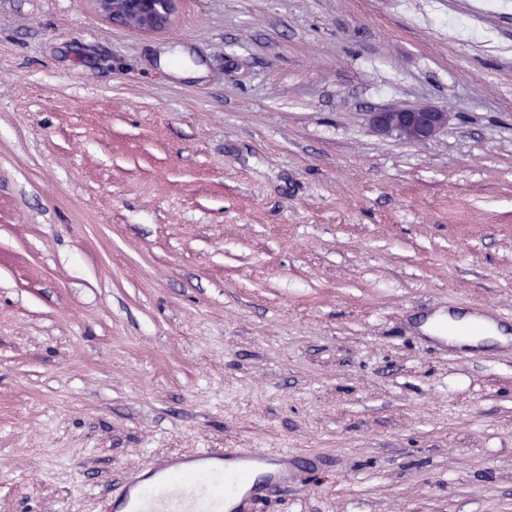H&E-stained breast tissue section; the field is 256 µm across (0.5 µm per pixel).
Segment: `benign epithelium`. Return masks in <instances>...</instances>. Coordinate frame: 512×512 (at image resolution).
Returning <instances> with one entry per match:
<instances>
[{
    "label": "benign epithelium",
    "instance_id": "benign-epithelium-1",
    "mask_svg": "<svg viewBox=\"0 0 512 512\" xmlns=\"http://www.w3.org/2000/svg\"><path fill=\"white\" fill-rule=\"evenodd\" d=\"M99 11L115 22L152 32L164 28L178 0H95ZM450 113L435 106L388 107L366 113L370 127L380 135L408 143L436 137L448 127Z\"/></svg>",
    "mask_w": 512,
    "mask_h": 512
}]
</instances>
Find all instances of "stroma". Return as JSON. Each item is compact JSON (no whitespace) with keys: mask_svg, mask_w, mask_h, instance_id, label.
Returning <instances> with one entry per match:
<instances>
[{"mask_svg":"<svg viewBox=\"0 0 512 512\" xmlns=\"http://www.w3.org/2000/svg\"><path fill=\"white\" fill-rule=\"evenodd\" d=\"M0 0V512L201 448L253 512H512V0ZM171 53L179 77L159 62ZM447 109L437 138L368 111ZM99 11L112 21L152 32L164 28L178 0H94Z\"/></svg>","mask_w":512,"mask_h":512,"instance_id":"stroma-1","label":"stroma"}]
</instances>
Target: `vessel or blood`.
Returning <instances> with one entry per match:
<instances>
[{"mask_svg": "<svg viewBox=\"0 0 512 512\" xmlns=\"http://www.w3.org/2000/svg\"><path fill=\"white\" fill-rule=\"evenodd\" d=\"M290 451L255 448H207L191 454L155 461L145 475L128 478L113 498L112 512H219L223 497L240 498L233 512L259 499L260 491L287 484ZM239 462L238 477L225 480L224 494H208L197 476L223 467L225 459Z\"/></svg>", "mask_w": 512, "mask_h": 512, "instance_id": "obj_1", "label": "vessel or blood"}]
</instances>
